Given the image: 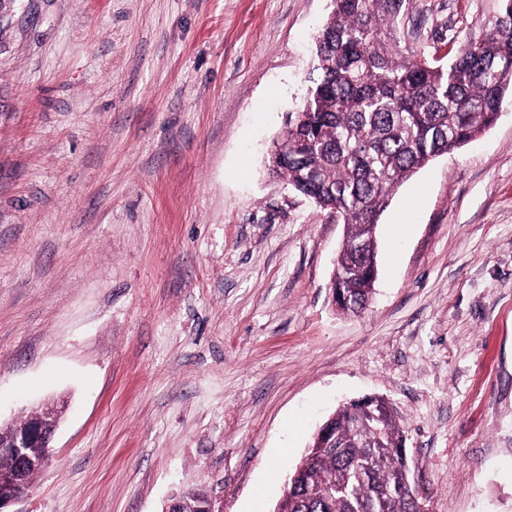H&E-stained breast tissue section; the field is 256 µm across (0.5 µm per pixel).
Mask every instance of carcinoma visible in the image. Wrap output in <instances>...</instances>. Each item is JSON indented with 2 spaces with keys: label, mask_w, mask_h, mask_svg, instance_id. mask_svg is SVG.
Listing matches in <instances>:
<instances>
[{
  "label": "carcinoma",
  "mask_w": 512,
  "mask_h": 512,
  "mask_svg": "<svg viewBox=\"0 0 512 512\" xmlns=\"http://www.w3.org/2000/svg\"><path fill=\"white\" fill-rule=\"evenodd\" d=\"M403 2L334 0L316 37V76L272 151L277 176L346 224L338 266L352 313L370 300L365 225L378 223L397 185L481 134L512 97V0H498L486 36L447 64L400 46ZM333 416L337 446L286 485L280 512H427L421 497L392 488L394 473L411 472L395 415L383 408L366 421L349 401ZM30 453L32 486L46 449Z\"/></svg>",
  "instance_id": "obj_1"
}]
</instances>
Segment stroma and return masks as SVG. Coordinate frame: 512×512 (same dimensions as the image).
<instances>
[{
  "label": "stroma",
  "instance_id": "1",
  "mask_svg": "<svg viewBox=\"0 0 512 512\" xmlns=\"http://www.w3.org/2000/svg\"><path fill=\"white\" fill-rule=\"evenodd\" d=\"M496 0H404L453 58ZM331 0H0V424L63 405L14 512H273L344 402L394 406L431 512H512V101L393 192L375 294L270 175ZM406 225L393 235L395 225Z\"/></svg>",
  "mask_w": 512,
  "mask_h": 512
}]
</instances>
